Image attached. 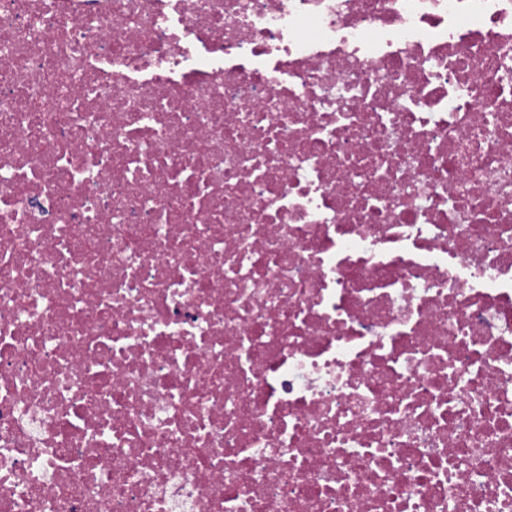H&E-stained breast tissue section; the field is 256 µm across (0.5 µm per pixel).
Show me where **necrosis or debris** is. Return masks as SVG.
<instances>
[{
	"label": "necrosis or debris",
	"mask_w": 512,
	"mask_h": 512,
	"mask_svg": "<svg viewBox=\"0 0 512 512\" xmlns=\"http://www.w3.org/2000/svg\"><path fill=\"white\" fill-rule=\"evenodd\" d=\"M0 512H512V0H0Z\"/></svg>",
	"instance_id": "necrosis-or-debris-1"
}]
</instances>
